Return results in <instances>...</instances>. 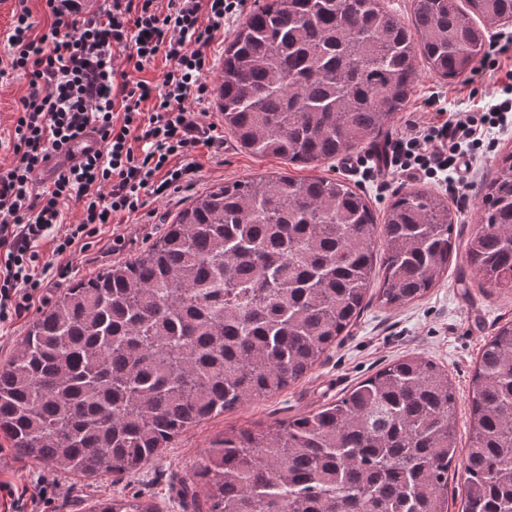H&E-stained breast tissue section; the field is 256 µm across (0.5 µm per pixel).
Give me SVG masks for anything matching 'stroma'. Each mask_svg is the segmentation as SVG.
<instances>
[{
  "mask_svg": "<svg viewBox=\"0 0 512 512\" xmlns=\"http://www.w3.org/2000/svg\"><path fill=\"white\" fill-rule=\"evenodd\" d=\"M510 71L512 53L502 58L497 72L478 69L456 79L440 78L426 62H418L409 101L373 144L363 146L345 159L313 164L251 153L226 131L224 116L217 109L214 97L197 104V111L207 113L209 121L217 124L218 134L223 135V156H214L209 148L198 147L193 155L198 171L179 193L149 202L146 211L119 216L117 222L103 226L92 238L87 254L73 260L55 259L36 307L49 304L79 280L135 257L162 235L181 210L212 186L260 176L346 181L366 197L379 220L384 219L399 195L431 190L447 200L455 215L453 236L459 248L424 296L391 307L378 299L384 280L381 265L384 245L376 243L377 263L363 310L305 378L275 394L193 425L137 472L87 479L54 471L18 457L9 439L0 434V512H89L96 503L135 493L154 505L157 512H206L203 487L196 486V496L192 499L183 497L181 490L184 485L193 484L194 473L206 452L225 432L274 427L336 402L357 383L407 354L432 360L448 373L456 399L457 442L456 455L448 468V512H462L464 461L471 443V399L479 354L498 326L512 322V290L484 284L467 262L465 245L479 229L483 186L494 177L501 157L512 151V122L489 132L491 147L478 159L475 170L467 174L471 187L467 191L469 200L463 206L447 184L422 179L404 183L394 177L389 187L383 188L375 177L365 172L364 166L376 162L377 148L400 133L406 117L426 124L434 121L442 108L451 112L473 111L496 103Z\"/></svg>",
  "mask_w": 512,
  "mask_h": 512,
  "instance_id": "35a3bbf8",
  "label": "stroma"
}]
</instances>
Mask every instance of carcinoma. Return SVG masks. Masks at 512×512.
I'll return each mask as SVG.
<instances>
[{
    "label": "carcinoma",
    "mask_w": 512,
    "mask_h": 512,
    "mask_svg": "<svg viewBox=\"0 0 512 512\" xmlns=\"http://www.w3.org/2000/svg\"><path fill=\"white\" fill-rule=\"evenodd\" d=\"M266 0L224 49V125L252 153L348 156L401 111L422 58L475 70L512 0ZM377 222L340 179L212 187L136 257L65 289L0 365V433L80 477L133 473L186 428L302 379L359 315ZM440 195L402 194L384 220L379 300L425 295L457 248ZM467 261L512 290V151L483 186ZM463 512H512V323L474 377ZM448 373L404 355L336 402L224 434L196 476L208 512H445L456 453ZM92 512H157L133 495Z\"/></svg>",
    "instance_id": "1"
}]
</instances>
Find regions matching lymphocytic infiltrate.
I'll list each match as a JSON object with an SVG mask.
<instances>
[{
  "instance_id": "f902f5d3",
  "label": "lymphocytic infiltrate",
  "mask_w": 512,
  "mask_h": 512,
  "mask_svg": "<svg viewBox=\"0 0 512 512\" xmlns=\"http://www.w3.org/2000/svg\"><path fill=\"white\" fill-rule=\"evenodd\" d=\"M43 2L49 24L20 6L6 36L9 55L0 59V78L21 74L29 86L5 144L9 162L0 167V323L21 319L44 284L50 265L39 242L51 239L53 255H74L111 217L177 193L197 170L198 146L223 152V138L193 105L208 93L206 46L244 4L112 0L103 15L79 18L71 0ZM159 57L166 68L154 85L143 73ZM503 92L504 99L477 111L407 121L387 143L382 170L410 180H453L460 159L477 158L486 133L506 123L512 83ZM89 129L100 150L35 192L51 156ZM72 200L81 205L79 222L53 234Z\"/></svg>"
}]
</instances>
